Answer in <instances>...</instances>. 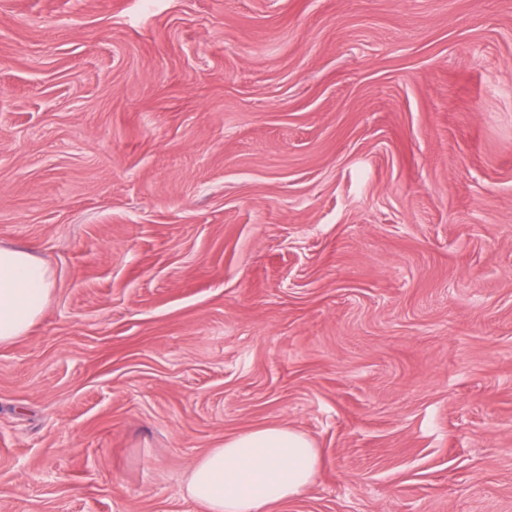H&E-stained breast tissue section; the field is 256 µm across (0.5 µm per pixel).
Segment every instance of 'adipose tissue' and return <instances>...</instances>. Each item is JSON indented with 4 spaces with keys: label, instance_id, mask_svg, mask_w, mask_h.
<instances>
[{
    "label": "adipose tissue",
    "instance_id": "adipose-tissue-1",
    "mask_svg": "<svg viewBox=\"0 0 512 512\" xmlns=\"http://www.w3.org/2000/svg\"><path fill=\"white\" fill-rule=\"evenodd\" d=\"M53 287V275L38 256L0 246V344L28 333L44 313ZM318 462L317 448L299 431L248 429L194 462L188 493L205 512H262L301 495Z\"/></svg>",
    "mask_w": 512,
    "mask_h": 512
}]
</instances>
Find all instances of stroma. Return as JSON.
I'll return each mask as SVG.
<instances>
[{
    "instance_id": "stroma-1",
    "label": "stroma",
    "mask_w": 512,
    "mask_h": 512,
    "mask_svg": "<svg viewBox=\"0 0 512 512\" xmlns=\"http://www.w3.org/2000/svg\"><path fill=\"white\" fill-rule=\"evenodd\" d=\"M0 512H512V0H0ZM53 287L52 272L38 256L0 246V344L28 333L44 313ZM318 462L317 448L299 431L284 426L248 429L197 459L187 489L206 512H261L301 495Z\"/></svg>"
}]
</instances>
